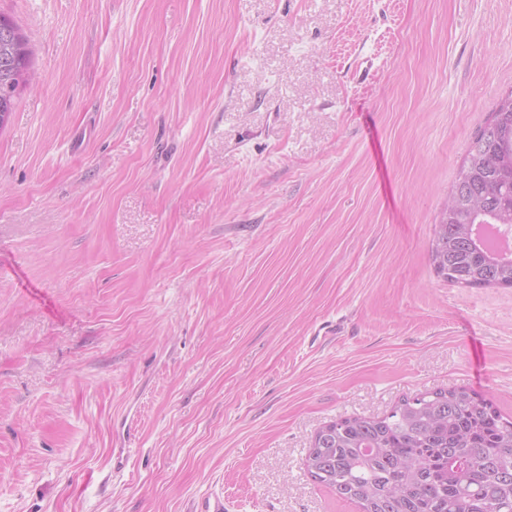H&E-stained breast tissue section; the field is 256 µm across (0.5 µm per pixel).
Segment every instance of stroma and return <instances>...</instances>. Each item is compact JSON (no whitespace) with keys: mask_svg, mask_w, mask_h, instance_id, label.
I'll list each match as a JSON object with an SVG mask.
<instances>
[{"mask_svg":"<svg viewBox=\"0 0 512 512\" xmlns=\"http://www.w3.org/2000/svg\"><path fill=\"white\" fill-rule=\"evenodd\" d=\"M0 512H360L315 432L470 388L512 288L436 276L512 0H0ZM37 78L28 40L10 18L0 14V131L9 124L21 93Z\"/></svg>","mask_w":512,"mask_h":512,"instance_id":"stroma-1","label":"stroma"}]
</instances>
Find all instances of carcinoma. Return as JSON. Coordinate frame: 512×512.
<instances>
[{
  "label": "carcinoma",
  "instance_id": "obj_1",
  "mask_svg": "<svg viewBox=\"0 0 512 512\" xmlns=\"http://www.w3.org/2000/svg\"><path fill=\"white\" fill-rule=\"evenodd\" d=\"M36 82L28 40L0 14V131ZM450 192L454 210L433 225L436 274L470 288H512V256L492 252L481 234L486 226L512 234V91L470 141ZM305 468L362 512H512V421L468 388L427 392L383 416L322 427Z\"/></svg>",
  "mask_w": 512,
  "mask_h": 512
}]
</instances>
